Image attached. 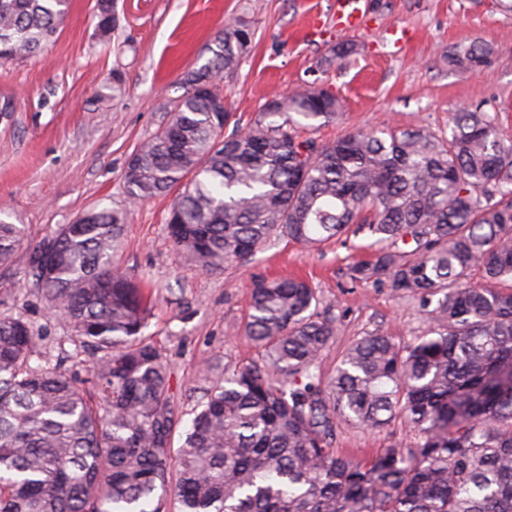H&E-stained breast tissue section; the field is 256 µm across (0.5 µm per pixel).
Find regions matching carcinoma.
<instances>
[{
    "label": "carcinoma",
    "mask_w": 512,
    "mask_h": 512,
    "mask_svg": "<svg viewBox=\"0 0 512 512\" xmlns=\"http://www.w3.org/2000/svg\"><path fill=\"white\" fill-rule=\"evenodd\" d=\"M67 0H0V59L32 56ZM237 19L163 106L166 120L132 153L122 208H92L30 245L47 309L86 353L88 378L32 360L38 338L0 318V512H512V140L496 116L463 107L448 132L354 129L329 142L299 129L333 123L343 104L301 87L232 129L224 76L251 41ZM357 54L336 43L332 59ZM493 46L464 41L459 72ZM178 257L212 272L280 239L306 248L364 235L355 282L413 301L428 333L400 343L367 330L328 377L320 358L336 319L302 278L252 282L244 331L262 361L224 369L179 448L166 356L145 335L150 311L113 262L128 213L172 191ZM25 226L0 219V264ZM479 268L485 285L470 281ZM400 418L408 448L368 459L333 447L339 424L380 430Z\"/></svg>",
    "instance_id": "carcinoma-1"
}]
</instances>
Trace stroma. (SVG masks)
Listing matches in <instances>:
<instances>
[{"label":"stroma","instance_id":"stroma-1","mask_svg":"<svg viewBox=\"0 0 512 512\" xmlns=\"http://www.w3.org/2000/svg\"><path fill=\"white\" fill-rule=\"evenodd\" d=\"M334 0H114L117 22L99 29L95 0H68L58 34L34 56L0 60V214L26 227L12 259L0 264V317L23 316L39 338L35 363L63 362L83 371L70 332L50 316L28 273L29 243L74 223L85 211L124 199L128 160L164 121L163 104L181 78L197 69L229 20L250 23L254 35L236 71L225 78L231 124L246 128L273 95L303 85L328 90L343 103L341 119L311 134L329 141L347 130H447L462 107L496 114L512 140V11L500 0H362L353 32L336 29ZM350 38L358 52L332 60L331 48ZM480 38L495 54L467 73L448 65L459 42ZM172 196L151 200L129 216L118 265L141 282L151 307L147 333L170 364L171 393L183 433L205 388L221 366L259 359L244 334L250 283L257 276L300 275L317 290L319 310L339 320L336 341L322 355L331 374L343 351L364 331L380 328L400 342L427 325L416 308L389 288L350 280L368 240L328 241L306 250L283 239L244 266L203 272L179 260L167 234ZM216 363V370L205 367ZM408 427L380 432L345 425L335 446L356 457L409 447Z\"/></svg>","mask_w":512,"mask_h":512}]
</instances>
